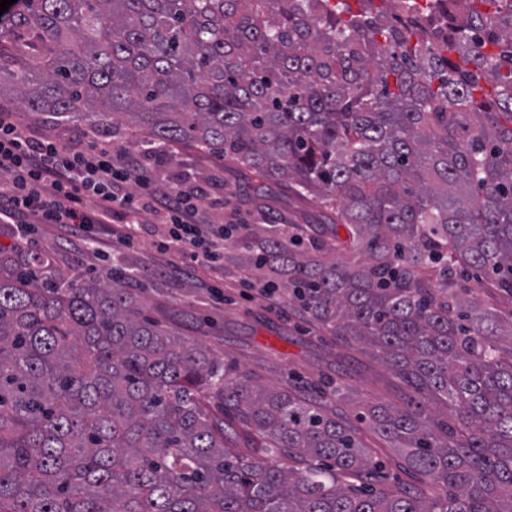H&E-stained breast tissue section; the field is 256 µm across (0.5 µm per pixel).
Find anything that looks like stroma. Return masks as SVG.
Masks as SVG:
<instances>
[{"mask_svg": "<svg viewBox=\"0 0 512 512\" xmlns=\"http://www.w3.org/2000/svg\"><path fill=\"white\" fill-rule=\"evenodd\" d=\"M146 167L160 171L170 180L184 178L209 182L211 197L224 201L220 210H211L221 224H260L264 219L282 223L294 216L296 209L316 214L318 201L295 207L279 190L266 198V211H258L243 201L253 184L245 169H228L222 162L202 154L186 144L170 146L160 159L150 158ZM30 249L52 257L63 272L77 271L94 278H106L113 268H121L135 277L137 297L149 315L170 325L185 340L208 348L237 372L264 387L332 381L351 387L368 402H397L400 385L379 363L361 349L319 335L305 332L288 320V306L283 299L269 300L260 295L245 298L238 286L244 276L238 248H228L224 256V276L204 268H195L179 276L165 274L162 257L154 247L153 237L139 244L123 247L118 257L93 250H76L66 244L54 225H38L29 240Z\"/></svg>", "mask_w": 512, "mask_h": 512, "instance_id": "stroma-1", "label": "stroma"}]
</instances>
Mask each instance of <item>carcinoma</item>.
Listing matches in <instances>:
<instances>
[{
	"label": "carcinoma",
	"mask_w": 512,
	"mask_h": 512,
	"mask_svg": "<svg viewBox=\"0 0 512 512\" xmlns=\"http://www.w3.org/2000/svg\"><path fill=\"white\" fill-rule=\"evenodd\" d=\"M0 97L189 143L321 200L243 266L406 387L360 418L264 388L127 288L0 250V512H512V0H17ZM457 54L458 61L451 59ZM363 443L367 448H371L376 454L378 462L380 463L382 470L386 473L397 472V458L392 454L388 448H385L378 439L370 432H362Z\"/></svg>",
	"instance_id": "cac0c4a2"
}]
</instances>
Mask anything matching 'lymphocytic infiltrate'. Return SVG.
<instances>
[{
    "label": "lymphocytic infiltrate",
    "instance_id": "obj_1",
    "mask_svg": "<svg viewBox=\"0 0 512 512\" xmlns=\"http://www.w3.org/2000/svg\"><path fill=\"white\" fill-rule=\"evenodd\" d=\"M206 188L186 179L147 175L138 155L88 127L62 143L0 109V223L26 238L31 225H56L67 243L129 246L158 234L170 272L224 265L223 229L211 228L201 202Z\"/></svg>",
    "mask_w": 512,
    "mask_h": 512
}]
</instances>
